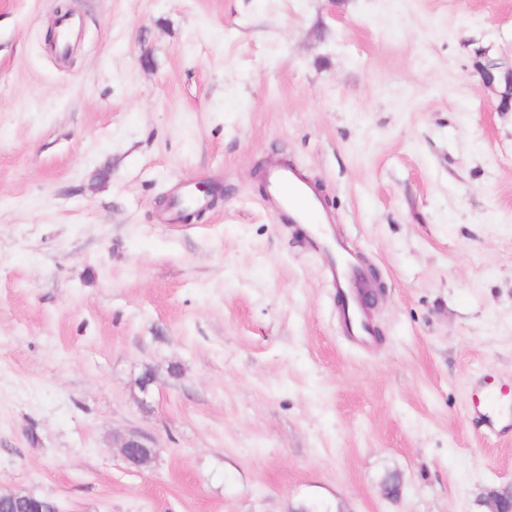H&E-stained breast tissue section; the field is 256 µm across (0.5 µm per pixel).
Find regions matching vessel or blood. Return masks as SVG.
<instances>
[{"instance_id":"vessel-or-blood-1","label":"vessel or blood","mask_w":512,"mask_h":512,"mask_svg":"<svg viewBox=\"0 0 512 512\" xmlns=\"http://www.w3.org/2000/svg\"><path fill=\"white\" fill-rule=\"evenodd\" d=\"M266 183L277 213L289 223L304 225L308 238L328 253L326 281L336 290L341 331L352 347L368 350L375 338V328L364 308L360 290L366 270L331 235L328 218L322 214L318 199L308 191L300 171L282 162L272 163Z\"/></svg>"}]
</instances>
